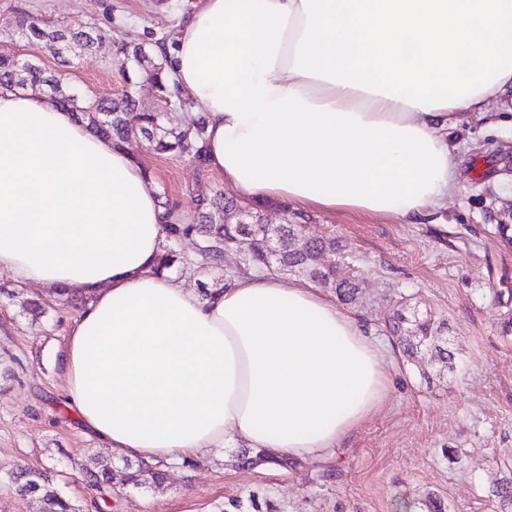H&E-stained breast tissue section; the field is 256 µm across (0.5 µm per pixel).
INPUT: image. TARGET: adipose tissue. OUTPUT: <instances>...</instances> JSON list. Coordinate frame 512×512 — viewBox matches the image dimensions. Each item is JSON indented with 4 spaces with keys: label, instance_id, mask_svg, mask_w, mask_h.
<instances>
[{
    "label": "adipose tissue",
    "instance_id": "1",
    "mask_svg": "<svg viewBox=\"0 0 512 512\" xmlns=\"http://www.w3.org/2000/svg\"><path fill=\"white\" fill-rule=\"evenodd\" d=\"M169 66L239 198L415 224L456 189L461 115L512 88V0H205ZM164 224L132 155L0 89V272L88 294L61 357L87 433L146 461L315 458L379 408L388 352L348 309L253 274L199 295L157 267Z\"/></svg>",
    "mask_w": 512,
    "mask_h": 512
}]
</instances>
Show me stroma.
<instances>
[{
  "label": "stroma",
  "instance_id": "1",
  "mask_svg": "<svg viewBox=\"0 0 512 512\" xmlns=\"http://www.w3.org/2000/svg\"><path fill=\"white\" fill-rule=\"evenodd\" d=\"M35 16L81 30L96 23L106 44L96 57L62 69L78 94L115 98L126 89L120 48L133 41L173 48L185 19L202 0H24ZM490 116L465 117L453 130L458 186L431 217L405 224L396 217L323 211L278 200L267 217L285 211L309 216L314 237L346 243L364 283L349 310L389 351L384 371L391 386L378 410L324 458L267 452L258 466H242V449L224 448L183 465H165L166 480L148 488L85 482L82 464L104 448L86 434L66 402L60 351L76 310L55 302L45 288L0 273V512H36L7 479L18 464L47 465L80 512H424L426 497L445 512H494L487 490L505 471L497 464L512 451V335L503 331L512 310V244L497 233L512 224V125ZM128 147L165 188L184 223L197 217L199 199L223 186L221 174L193 162L150 152L144 141ZM244 272L237 252L223 269L206 273L177 267L182 284L197 293L225 286ZM48 300L47 315L31 320L23 299ZM446 322L454 354L449 369L407 362L385 322L397 301ZM103 495L106 506L92 500Z\"/></svg>",
  "mask_w": 512,
  "mask_h": 512
}]
</instances>
